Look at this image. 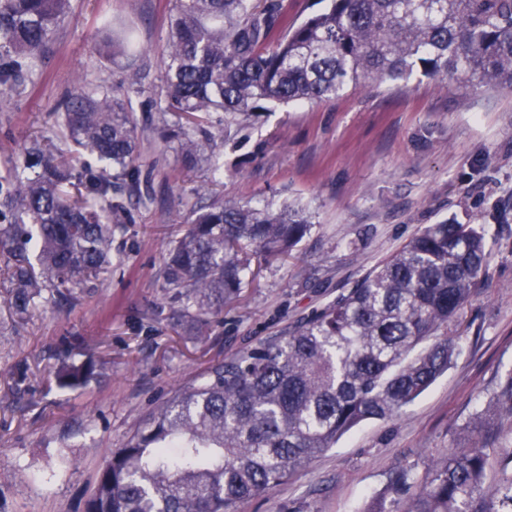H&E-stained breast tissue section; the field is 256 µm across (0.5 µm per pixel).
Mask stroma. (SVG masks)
<instances>
[{
    "label": "stroma",
    "mask_w": 512,
    "mask_h": 512,
    "mask_svg": "<svg viewBox=\"0 0 512 512\" xmlns=\"http://www.w3.org/2000/svg\"><path fill=\"white\" fill-rule=\"evenodd\" d=\"M71 2L32 83L0 101V167L23 162L36 139L69 151L63 103L99 83L131 96L152 200L128 198L109 271L68 302L18 316L0 282V512H84L100 469L154 408L446 220L480 225L489 250L484 282L449 329L457 351L448 371L393 420L361 424L238 512H364L395 468L422 471L464 447L460 430L479 398L512 368V91L417 75L278 106L242 132L216 112L219 165L192 166L154 122L170 0ZM203 185L248 204L297 202L311 228L287 262L263 266L210 314L201 337L163 301L159 269L205 204ZM88 360L96 368L86 385L58 384L61 362Z\"/></svg>",
    "instance_id": "35a3bbf8"
}]
</instances>
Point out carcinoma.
Here are the masks:
<instances>
[{
	"label": "carcinoma",
	"mask_w": 512,
	"mask_h": 512,
	"mask_svg": "<svg viewBox=\"0 0 512 512\" xmlns=\"http://www.w3.org/2000/svg\"><path fill=\"white\" fill-rule=\"evenodd\" d=\"M71 0H0V94L26 87ZM161 75L160 119L185 157L206 152L200 117L249 128L276 105L316 104L347 86L451 76L467 89L512 90V0H330L290 23L282 0H173ZM80 156L36 141L27 170L0 171V251L10 304L22 315L44 298L93 286L140 192L138 123L131 101L105 87L63 103ZM310 231L296 203L256 207L215 198L194 211L161 269L164 299L193 318L236 298L251 259H283ZM487 241L474 224H430L346 294L282 336L224 359L177 392L112 452L85 512H236L368 420L397 416L456 355L448 328L485 278ZM90 362L64 363L78 388ZM512 369L464 426L468 447L420 473L394 471L366 512H512ZM497 459L496 493L485 492Z\"/></svg>",
	"instance_id": "obj_1"
}]
</instances>
